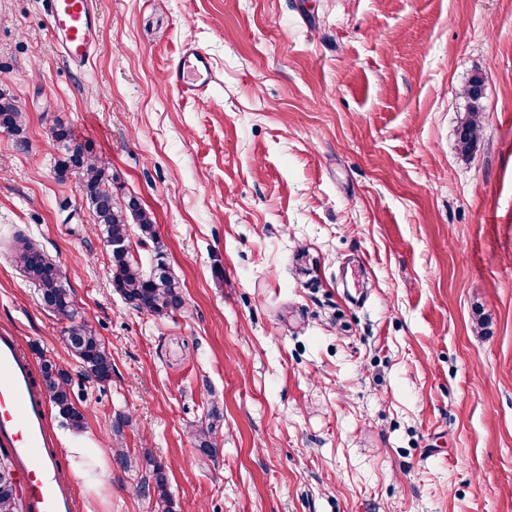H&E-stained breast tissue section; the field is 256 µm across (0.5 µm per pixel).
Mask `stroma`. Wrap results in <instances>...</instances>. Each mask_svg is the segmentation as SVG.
<instances>
[{"mask_svg":"<svg viewBox=\"0 0 512 512\" xmlns=\"http://www.w3.org/2000/svg\"><path fill=\"white\" fill-rule=\"evenodd\" d=\"M93 2L78 67L42 0H0L28 138L0 137V333L86 410L110 478L74 484L78 512H152L146 448L178 512H512V0ZM187 43L220 75L189 100L165 80ZM56 120L153 212L184 312L113 290L77 178L55 175ZM17 231L59 262L110 383L12 261ZM482 88L483 78L474 76L464 90V95L470 104L469 117L461 124L458 132V150L462 156L470 155L482 137V125L479 121ZM208 422H201L194 430L195 440L202 453L207 457H213L216 452L215 434L217 422H220L222 413L218 405L212 404L210 411L207 414Z\"/></svg>","mask_w":512,"mask_h":512,"instance_id":"1","label":"stroma"}]
</instances>
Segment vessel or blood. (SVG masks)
Segmentation results:
<instances>
[{"label":"vessel or blood","mask_w":512,"mask_h":512,"mask_svg":"<svg viewBox=\"0 0 512 512\" xmlns=\"http://www.w3.org/2000/svg\"><path fill=\"white\" fill-rule=\"evenodd\" d=\"M66 59L83 64L92 53V34L99 23L92 0H46ZM167 82L187 97L207 95L218 77L209 58L195 45L181 49ZM0 445L13 449L30 479L31 512H76L71 487L58 479L48 459L51 439L46 402L32 382L31 363L17 336L0 334Z\"/></svg>","instance_id":"b4317fda"}]
</instances>
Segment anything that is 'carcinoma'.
Wrapping results in <instances>:
<instances>
[{
    "mask_svg": "<svg viewBox=\"0 0 512 512\" xmlns=\"http://www.w3.org/2000/svg\"><path fill=\"white\" fill-rule=\"evenodd\" d=\"M482 88L483 78L474 76L464 90L470 104L469 117L458 132V150L463 156L470 155L482 137L479 121ZM50 133L61 153L56 161V175L61 180L71 175L78 178L86 204L109 248L112 288L140 312L160 316L181 311L185 303L183 284L166 264L153 213L143 208L136 197L115 189L114 176L110 174L107 163L88 147L76 142L70 127L55 122ZM0 135L12 139L20 148L26 147L22 112L16 106L14 96L2 88ZM135 240L143 245H154L155 260L148 271L143 270L132 253ZM11 253L13 262L37 286L44 307L58 320L66 322L64 340L72 354L82 362L88 374L101 383L110 382L112 354L81 315L57 261L21 233L13 236ZM39 376L46 397L59 415L71 428H84V413L72 401L71 379L63 367L54 359L45 357L39 367ZM207 417L208 421L196 426L194 436L202 453L211 457L216 452L217 422L222 418L218 405H212ZM143 457L151 466L152 482L145 483V487L152 499L153 512H174L166 467L154 460L148 448L143 449ZM0 512H25L24 503L16 502L13 489L2 483Z\"/></svg>",
    "mask_w": 512,
    "mask_h": 512,
    "instance_id": "1",
    "label": "carcinoma"
}]
</instances>
